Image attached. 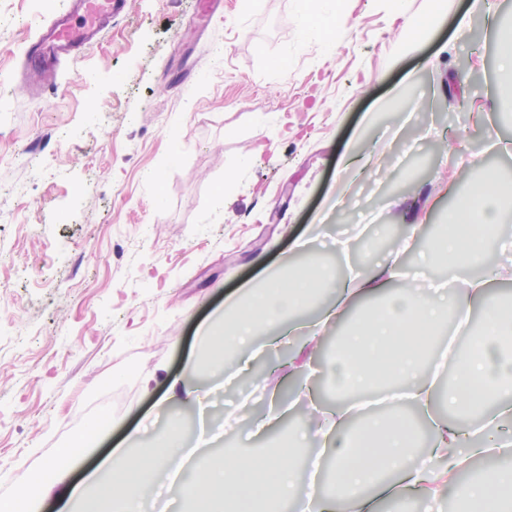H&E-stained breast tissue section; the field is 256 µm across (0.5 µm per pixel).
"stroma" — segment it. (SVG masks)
I'll return each instance as SVG.
<instances>
[{
  "label": "stroma",
  "instance_id": "obj_1",
  "mask_svg": "<svg viewBox=\"0 0 512 512\" xmlns=\"http://www.w3.org/2000/svg\"><path fill=\"white\" fill-rule=\"evenodd\" d=\"M67 0H0V495L45 474L55 449L103 413L94 467L155 402L228 297L304 263L316 236L330 264L363 275L399 264L416 286L448 276L422 263L460 194L489 168L512 202V76L499 71L485 10L512 0H325L348 24L335 46L300 36V0H224L199 30L194 0H130L101 40L65 64L60 88L30 95L22 51ZM444 21L412 48L402 29ZM468 15L466 34L453 32ZM472 101L456 111L448 80ZM413 84L412 112L386 105ZM367 157L342 210L340 158ZM24 185L25 197L9 187ZM405 253L397 247L404 239ZM290 346L214 386L209 454L287 443L298 385L274 373ZM283 421L255 428L270 408Z\"/></svg>",
  "mask_w": 512,
  "mask_h": 512
}]
</instances>
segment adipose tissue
Here are the masks:
<instances>
[{
  "label": "adipose tissue",
  "mask_w": 512,
  "mask_h": 512,
  "mask_svg": "<svg viewBox=\"0 0 512 512\" xmlns=\"http://www.w3.org/2000/svg\"><path fill=\"white\" fill-rule=\"evenodd\" d=\"M498 182L495 170H485L449 212L447 233L432 244L449 272L484 270V277L468 281L462 291L433 298L413 288L394 287L400 276L394 266L372 277L338 278L313 255L276 287L249 289L248 304L229 301L205 329L220 346L211 360L212 370L223 371L228 354L235 355L243 370L251 361L242 352L245 345L273 329H287L320 296L334 293L336 302L323 309L318 326L298 339L288 361L290 373L296 374L304 368L299 357L314 346L319 326L338 319L355 301L375 296L379 308L342 340L330 364L332 382L345 400L378 388L381 375H388L397 383L394 400L409 402L427 416L438 397L447 398L457 416L435 425L428 452L414 455L419 434L398 413L369 421L360 432L350 431L351 408L343 401L328 412L323 424L311 430L295 428L292 440L271 456L236 452L216 461L198 459L188 480L194 487L193 512H279L282 503L296 497L303 501V512H375L369 491L380 485L393 497L424 487L435 496L447 492L465 504L466 512H512V437L500 433L504 423L512 421V355L505 351L512 345V312H504L487 289L495 275L487 256L505 211ZM477 302L483 318L469 331L457 378L440 389L436 376L423 368V359L449 316L469 317ZM101 434L98 423L89 424L70 445L57 449L49 478L32 480L1 496L0 512H35L39 501L51 497L79 501L82 512H142V502L159 474L180 469L190 453L181 427L172 420L155 440L150 458L130 453L129 442L140 434L128 433L81 486H72L69 476L86 452L88 438ZM306 439L320 442L334 460L335 495H327L313 480L303 488L296 485L293 450ZM492 446L501 450L500 464L492 473L465 484L452 482L455 472Z\"/></svg>",
  "instance_id": "ef3b65f1"
}]
</instances>
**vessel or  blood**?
Segmentation results:
<instances>
[{"label":"vessel or blood","instance_id":"1","mask_svg":"<svg viewBox=\"0 0 512 512\" xmlns=\"http://www.w3.org/2000/svg\"><path fill=\"white\" fill-rule=\"evenodd\" d=\"M128 0H70L66 10L44 23L23 53L22 71L30 90L58 86L61 64L97 43Z\"/></svg>","mask_w":512,"mask_h":512}]
</instances>
